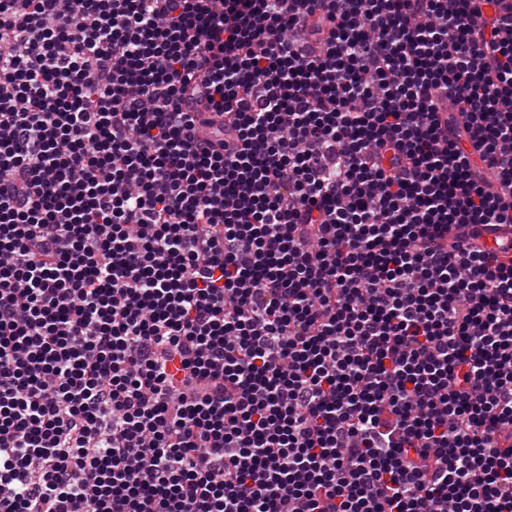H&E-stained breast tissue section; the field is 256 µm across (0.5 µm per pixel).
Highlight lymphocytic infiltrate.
I'll return each instance as SVG.
<instances>
[{"label": "lymphocytic infiltrate", "mask_w": 512, "mask_h": 512, "mask_svg": "<svg viewBox=\"0 0 512 512\" xmlns=\"http://www.w3.org/2000/svg\"><path fill=\"white\" fill-rule=\"evenodd\" d=\"M512 0H0V512H512Z\"/></svg>", "instance_id": "lymphocytic-infiltrate-1"}]
</instances>
